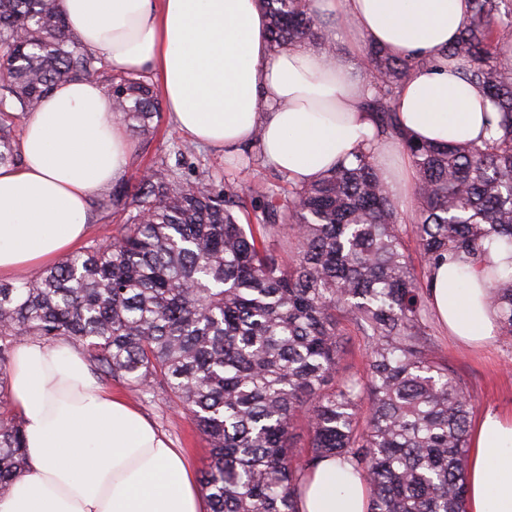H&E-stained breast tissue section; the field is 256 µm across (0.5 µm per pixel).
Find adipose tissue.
<instances>
[{"label": "adipose tissue", "mask_w": 512, "mask_h": 512, "mask_svg": "<svg viewBox=\"0 0 512 512\" xmlns=\"http://www.w3.org/2000/svg\"><path fill=\"white\" fill-rule=\"evenodd\" d=\"M326 23L322 49L275 52L256 0H62L70 31L114 69L154 77L172 124L227 153L261 129L263 158L296 185L322 178L370 147L396 197L414 185L411 161L391 166L396 142L374 136L364 107L370 81L333 48L373 43L396 57H430L397 94L401 126L418 141L481 142L494 107L447 61L467 0H313ZM22 161L0 167V278L49 265L85 235L92 197L123 181L132 147L98 83L58 86L28 114ZM485 268L455 261L429 277V302L466 347L493 341L498 314ZM29 458L0 512H203L182 454L135 409L92 378L63 343L21 341L9 377ZM368 486L349 464L310 469L300 512H366ZM466 512H512V415L487 413L472 433Z\"/></svg>", "instance_id": "obj_1"}]
</instances>
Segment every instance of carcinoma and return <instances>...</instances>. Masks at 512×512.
<instances>
[{
	"label": "carcinoma",
	"instance_id": "1",
	"mask_svg": "<svg viewBox=\"0 0 512 512\" xmlns=\"http://www.w3.org/2000/svg\"><path fill=\"white\" fill-rule=\"evenodd\" d=\"M446 57L495 114L479 144L419 142L400 127L398 90L428 58L369 45L382 81L364 105L374 137L401 144L416 171L412 222L368 151L303 185L184 177L193 145L173 150L130 187L106 193L122 215L96 241L36 279L0 282V405L20 337L65 341L91 372L142 394L161 389L209 447V512H300L306 472L349 463L371 487L368 512H464L471 399L430 345L427 289L443 258L479 267L483 242L512 248V0H468ZM273 49L323 44L311 0H259ZM0 165H18L25 116L62 83L106 88L108 111L142 135L162 103L143 73L108 67L69 30L61 0H0ZM245 212L238 222L234 208ZM416 241V269L406 238ZM500 335L512 339V271H487ZM365 341V370L341 377V336ZM307 418L306 459L292 429ZM28 465L22 425L0 409V499Z\"/></svg>",
	"mask_w": 512,
	"mask_h": 512
}]
</instances>
